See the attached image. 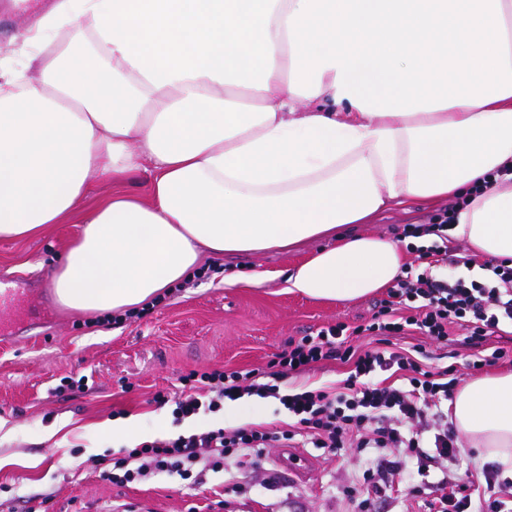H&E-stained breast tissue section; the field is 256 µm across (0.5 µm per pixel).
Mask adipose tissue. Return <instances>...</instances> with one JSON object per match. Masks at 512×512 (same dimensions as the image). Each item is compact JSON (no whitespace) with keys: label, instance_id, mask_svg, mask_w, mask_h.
<instances>
[{"label":"adipose tissue","instance_id":"obj_1","mask_svg":"<svg viewBox=\"0 0 512 512\" xmlns=\"http://www.w3.org/2000/svg\"><path fill=\"white\" fill-rule=\"evenodd\" d=\"M82 2L97 53L0 69V240L112 187L49 275L64 307L134 310L202 253L331 237L286 288L355 300L406 250L350 225L415 200L463 201L453 236L512 258V0ZM140 175L143 198L124 190ZM448 409L512 469V369L464 381Z\"/></svg>","mask_w":512,"mask_h":512}]
</instances>
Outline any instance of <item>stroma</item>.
Masks as SVG:
<instances>
[{"label": "stroma", "mask_w": 512, "mask_h": 512, "mask_svg": "<svg viewBox=\"0 0 512 512\" xmlns=\"http://www.w3.org/2000/svg\"><path fill=\"white\" fill-rule=\"evenodd\" d=\"M52 3L28 0L22 8L16 0H0V62L18 69L26 65L23 34ZM438 210L435 203L395 208L365 230L400 239L409 225L429 223ZM79 231L72 220L48 225L38 236L0 241V277L24 288L48 286L50 270L64 260ZM317 248L313 242L241 259L203 255L198 276L126 320L68 311L53 299L42 314L24 298L0 307V512H25L31 501L44 503L46 512H112L123 504L147 512H358L346 490L379 468L376 452L334 456L317 448H270L258 467L210 471L199 485L181 486L166 475L125 485L100 477L102 456L124 446L102 431V423L140 417L150 442L234 428L223 411L179 422L173 404L154 403L157 391H179L182 375L203 368L262 369L289 340L339 321L353 327L371 321L386 292L329 302L287 291L286 272ZM251 267L266 272V280L252 287L225 284V276ZM392 342L408 350L422 347L427 369L453 367L465 380L476 373L469 367L475 353L512 349V327L488 336L477 349L459 334L433 342L411 332ZM348 371V365L322 361L289 374L285 384L334 387ZM65 377L86 378L87 385L64 388ZM290 453L300 472L289 473L282 465ZM500 469L465 443L450 461L405 460L390 469L386 488L371 496L369 512H418L439 479L456 482Z\"/></svg>", "instance_id": "35a3bbf8"}]
</instances>
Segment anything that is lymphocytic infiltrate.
Returning a JSON list of instances; mask_svg holds the SVG:
<instances>
[{
	"label": "lymphocytic infiltrate",
	"mask_w": 512,
	"mask_h": 512,
	"mask_svg": "<svg viewBox=\"0 0 512 512\" xmlns=\"http://www.w3.org/2000/svg\"><path fill=\"white\" fill-rule=\"evenodd\" d=\"M419 259L423 269L405 267L366 326L339 322L290 340L260 373L193 370L182 376L183 389L177 398L162 391L153 397L160 405L174 403V413L180 419L203 410L219 411L225 401L246 395L273 398L291 417L290 428H219L141 443L105 460L103 478L124 484L164 473L182 481H197L203 471L220 472L228 464L240 468L258 465L266 448L297 440L332 454L350 450L362 455L394 448L404 458L418 459L431 445L436 456L455 457L456 440L450 429H441L429 443L422 432L404 428L410 421L428 424L440 420V407L458 381L455 370L433 372L422 368L411 352L379 346L363 350L358 341L366 333L399 336L409 331L442 341L461 330L467 343L482 344L501 323L512 322V266L504 261L492 265L491 278L484 280L445 279L435 275V267L458 263V256L440 249L420 253ZM324 360L349 365L342 386L281 388L286 375ZM379 371L399 373L402 384L367 383V376ZM429 508L431 512H512V480L488 474L483 481H467L433 498Z\"/></svg>",
	"instance_id": "lymphocytic-infiltrate-1"
}]
</instances>
